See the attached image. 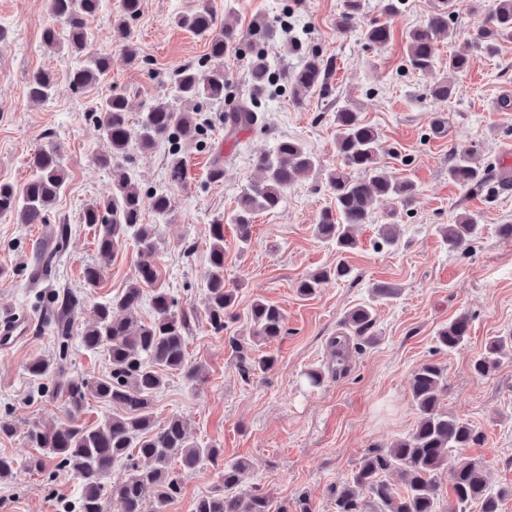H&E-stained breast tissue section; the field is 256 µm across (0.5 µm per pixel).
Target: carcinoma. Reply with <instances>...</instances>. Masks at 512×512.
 I'll list each match as a JSON object with an SVG mask.
<instances>
[{"instance_id": "1", "label": "carcinoma", "mask_w": 512, "mask_h": 512, "mask_svg": "<svg viewBox=\"0 0 512 512\" xmlns=\"http://www.w3.org/2000/svg\"><path fill=\"white\" fill-rule=\"evenodd\" d=\"M102 3L103 0H48L52 24L43 31V43L48 47L60 46L56 23L67 27L68 48L84 58L67 79L70 85L84 91L98 86L111 66L109 56L87 49L85 23L100 10ZM458 6L459 0H430L425 24L405 32L409 69L426 72L434 67L437 37L448 30V19ZM119 10L121 21L111 30L110 38L123 46L127 59L135 64L140 62V53L130 40L129 23L139 17L141 0H120ZM361 12L362 0H344L343 9L336 16V30H355ZM174 22L210 36V64L175 69L170 77L171 97L144 107L134 122L122 94L100 98L90 110L99 137L109 146L107 152L96 157L95 165L111 174L112 191L86 206L84 223L94 226L102 257H112L128 242L134 243L135 276L124 293L95 305L93 321L80 334L85 349L106 355L108 374L57 388L65 396L64 420L55 425L33 424L25 435L27 445L40 450V455L29 458L31 469L40 471L48 461L57 460L78 478L81 496L74 505L75 512H107L108 499L113 501L116 512H148L146 491L150 488L155 494L154 512H161L164 504L180 493L182 474L195 471L205 461L214 462L219 456V449L189 440L180 417L172 416L159 423L152 412L153 397L164 386L168 374L175 372L196 382L200 379V368L188 359L187 313L178 309L173 294L156 287L161 276L156 257L162 242L153 225L143 223L147 208L158 216L168 215L170 197L165 193L144 197L132 183L126 164L135 148L151 149L199 134L193 113L176 108L174 103L201 99L222 103L229 98L231 84L224 73V55L237 45L241 36L236 26L219 19L206 5L178 13ZM362 36L369 44L383 47L391 41L393 32L386 23L372 24L362 30ZM505 41L512 42V0H495L493 8L482 15L472 37L448 57V71L455 74L467 70L477 54L495 56ZM326 68L320 56L312 55L287 75L295 102L323 85ZM251 79L249 95L238 99L222 114L225 136L229 138L259 126L264 120L260 113L261 97L273 80L263 59L253 61ZM56 81L50 70L32 72L28 77L30 99L43 102L51 98ZM336 152L341 164L328 175L334 207L321 213L315 233L336 248L338 261L335 266L320 269L300 281L297 291L305 297L313 295L325 280L349 277L350 269L343 255L356 247L353 228L369 223L374 198H394L409 206L417 194L412 180L394 179L387 174L378 131L353 108L344 107L336 112ZM318 166L317 158L297 139H280L259 156L257 167L261 177L242 187L238 206L229 217L242 248L251 244L255 216L281 207L288 189ZM29 168L30 177L21 188L0 182V218L16 217L22 224H45L50 206L67 184L61 148L50 144L41 149ZM448 178L460 186L478 189L484 187L486 173L473 162L471 150L456 147ZM482 231L483 225L473 215L438 225L450 251L468 248ZM67 236V225H59L52 237L53 246L41 254V271L52 267L55 256L64 250ZM209 238L204 303L210 326L221 332L239 318L235 313L237 289L227 286L224 280V222L210 225ZM146 299L153 315L150 321L142 322L137 312ZM78 304L79 298L68 292L50 297L54 328L61 338V358ZM247 316L251 336L231 334L225 340L243 375L264 376L273 370L276 359L258 353V344H270L286 334L285 315L278 306L256 299ZM374 324L372 307L362 305L350 310L344 321L346 332L331 340L339 357L338 371H344L343 352L350 342L356 340L362 346L374 340ZM469 331V316L456 317L438 331L437 349H457L467 340ZM508 344L512 345V334L489 338L484 352L472 363L473 372L483 375L495 369ZM54 370L53 362L42 357L27 365L28 375L40 380ZM447 391L448 375L440 364L427 361L414 370L411 398L420 414L416 428L390 447L368 449L349 479L330 485L328 493L335 512H440L438 477L443 472L448 474L452 492L448 512H466L472 503L480 504L481 512H500L501 502L512 497V487L492 489L483 463L463 455L464 449L480 444L482 434L440 409V399ZM89 396L112 408V414L92 427L75 420ZM174 461L179 463L180 470H173ZM117 469L120 476L114 479L112 473ZM246 472L247 465L242 460L224 463V492L198 499L194 512H271L270 500L260 485L240 491ZM390 472L399 476L404 490H396L386 480ZM361 491L367 492L370 503L360 498Z\"/></svg>"}]
</instances>
